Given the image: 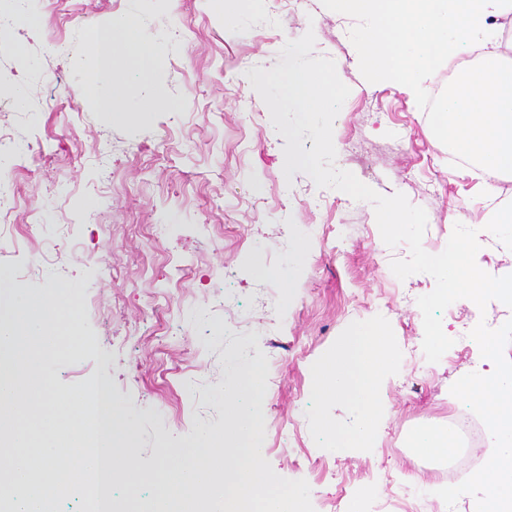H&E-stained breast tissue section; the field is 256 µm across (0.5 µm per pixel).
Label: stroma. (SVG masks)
Returning a JSON list of instances; mask_svg holds the SVG:
<instances>
[{
    "mask_svg": "<svg viewBox=\"0 0 512 512\" xmlns=\"http://www.w3.org/2000/svg\"><path fill=\"white\" fill-rule=\"evenodd\" d=\"M127 13L145 33L168 36L148 78L166 107L129 123L79 93L88 32ZM31 16L33 26L0 33V103L9 105L10 139L26 146L0 154L19 197L8 221L24 243L0 253V274L33 294L71 289L86 346L77 361L58 355L49 373L66 394L85 383L107 386L131 424L140 477L115 480V495L142 512L165 453L187 458L191 435L226 426L224 394L234 387L227 362L245 334L280 361L267 379L266 424L303 411L301 447L336 472L323 477L294 454L273 452L266 459L276 474L306 480L312 501L351 502L356 512H379L396 485L437 487L441 464L409 440L447 427L449 414L463 410L448 392L480 361V349H449L417 371L394 365L377 387L387 414L373 447L337 446L335 432L347 430L355 412L322 400L318 368L378 319L396 354L420 357L423 317L406 298L435 282L393 274L391 261L409 248L384 244L371 203L317 188L303 173L285 179L286 141L273 136L269 110L243 74L272 68L287 41L313 32L316 54L334 60L350 89L334 122L337 166L424 208L428 253L444 250L449 216L490 213L512 202V189L487 194L476 168L453 166L415 99L397 83L367 82L349 38L353 20L321 0H246L230 29L210 0H69L64 15L56 0H34ZM54 37L66 49L46 55ZM157 224L167 227L160 240ZM312 224L337 227L343 244L311 243ZM222 295L237 300L235 318L213 308L212 297ZM511 318L496 300L483 311L457 301L442 325L496 328ZM316 415L331 433L315 427ZM370 484L379 490L373 499L364 492Z\"/></svg>",
    "mask_w": 512,
    "mask_h": 512,
    "instance_id": "obj_1",
    "label": "stroma"
}]
</instances>
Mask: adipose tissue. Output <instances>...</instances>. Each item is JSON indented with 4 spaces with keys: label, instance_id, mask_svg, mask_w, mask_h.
I'll return each instance as SVG.
<instances>
[{
    "label": "adipose tissue",
    "instance_id": "ef3b65f1",
    "mask_svg": "<svg viewBox=\"0 0 512 512\" xmlns=\"http://www.w3.org/2000/svg\"><path fill=\"white\" fill-rule=\"evenodd\" d=\"M163 39L159 32L144 35L135 15L113 17L106 30L94 32L89 38V66L80 84L83 97L95 101L101 110L120 113L124 118L136 112L165 109V101L143 90L147 76L157 64L156 48ZM117 57L128 62L120 72L112 69ZM392 360L393 349L385 330L376 324L364 341L325 361L318 372L316 387L324 400L356 404L357 420L349 437L361 445H372L376 436V422L383 407L374 390Z\"/></svg>",
    "mask_w": 512,
    "mask_h": 512
}]
</instances>
